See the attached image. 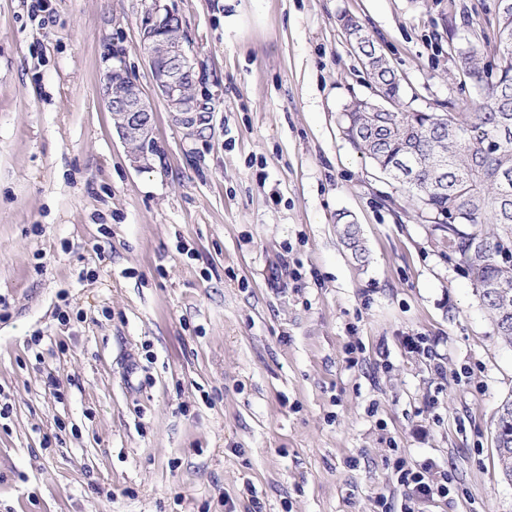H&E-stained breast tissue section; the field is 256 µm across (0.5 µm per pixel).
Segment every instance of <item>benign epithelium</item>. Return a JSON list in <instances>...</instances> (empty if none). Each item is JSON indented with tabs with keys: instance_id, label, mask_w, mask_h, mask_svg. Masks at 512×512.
Listing matches in <instances>:
<instances>
[{
	"instance_id": "7a95c632",
	"label": "benign epithelium",
	"mask_w": 512,
	"mask_h": 512,
	"mask_svg": "<svg viewBox=\"0 0 512 512\" xmlns=\"http://www.w3.org/2000/svg\"><path fill=\"white\" fill-rule=\"evenodd\" d=\"M149 60L155 92L168 111L182 124L196 125L200 104L193 91L195 81L186 78V57L181 43L172 39L157 46L150 51ZM103 95L109 111L120 117L116 125L117 135L130 146L133 162H141L147 155L142 147L152 140L154 132L153 106L123 69L107 74Z\"/></svg>"
}]
</instances>
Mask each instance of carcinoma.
Masks as SVG:
<instances>
[{
    "label": "carcinoma",
    "instance_id": "cac0c4a2",
    "mask_svg": "<svg viewBox=\"0 0 512 512\" xmlns=\"http://www.w3.org/2000/svg\"><path fill=\"white\" fill-rule=\"evenodd\" d=\"M497 39L458 52V69L477 95L460 111H411L389 61L353 17L340 19L365 58L379 106L351 102L340 126L350 144L400 182L417 216L440 232L441 254L467 271L501 340L512 346V6L496 11ZM338 233L359 262L367 249L355 224ZM496 423L499 470L512 480V396Z\"/></svg>",
    "mask_w": 512,
    "mask_h": 512
}]
</instances>
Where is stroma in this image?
<instances>
[{"label": "stroma", "mask_w": 512, "mask_h": 512, "mask_svg": "<svg viewBox=\"0 0 512 512\" xmlns=\"http://www.w3.org/2000/svg\"><path fill=\"white\" fill-rule=\"evenodd\" d=\"M48 3L0 0V512H512V347L338 123L373 95L341 16L406 105L452 112L496 0ZM157 3L207 120L155 101L137 167L102 86L121 62L151 91ZM399 459L450 498L412 497ZM338 233L344 246L351 252L358 262L367 260V249L356 224H341ZM507 410L509 419L503 417ZM496 450L499 470L505 480H512V396L506 398L498 409L496 423Z\"/></svg>", "instance_id": "35a3bbf8"}]
</instances>
